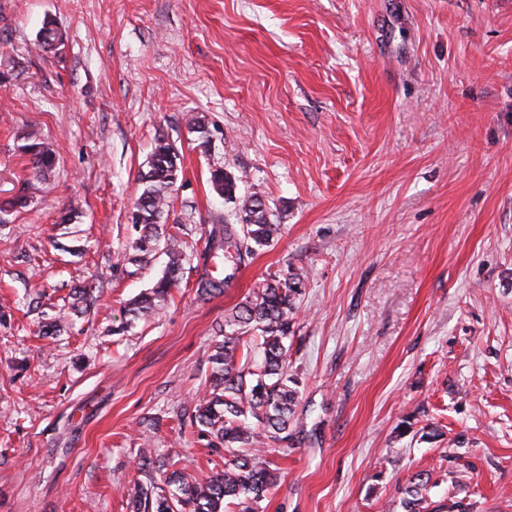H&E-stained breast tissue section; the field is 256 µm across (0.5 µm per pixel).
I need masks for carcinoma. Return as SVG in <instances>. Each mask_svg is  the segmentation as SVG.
Masks as SVG:
<instances>
[{
  "label": "carcinoma",
  "mask_w": 512,
  "mask_h": 512,
  "mask_svg": "<svg viewBox=\"0 0 512 512\" xmlns=\"http://www.w3.org/2000/svg\"><path fill=\"white\" fill-rule=\"evenodd\" d=\"M197 134L196 148L206 154L211 136L204 120L191 125ZM23 149L30 156L31 180L24 184V195L14 204L28 202L27 192L54 167L51 151L34 133ZM181 158L176 145L161 136L155 139L147 171L140 175L141 193L134 210L139 219L130 261H143L161 241L164 229L159 219L169 206L170 192L182 176ZM210 183L224 200L238 204L237 211L249 216L245 225L224 221L208 231L206 248L224 266L238 269L257 250L270 245L282 234V225L273 223L265 204L255 195L238 197L236 178L222 167L210 170ZM169 263L154 288L128 304L134 318L148 313L166 299L176 285L184 260L180 244L167 236ZM226 279L203 278L197 294L211 296L224 288ZM304 275L275 273L238 303L224 317V340L210 355L211 373L206 393L197 401L191 424L227 448L224 470L205 479H189L182 470L163 474L160 481L148 477L129 493L132 512H224V506H243V512H263L262 503L280 484L282 474L263 459L272 443L295 442L292 429L299 396V381L288 373V339L294 334L292 314L296 298L302 294ZM429 479L419 473L405 486L401 505L404 512H426Z\"/></svg>",
  "instance_id": "1"
}]
</instances>
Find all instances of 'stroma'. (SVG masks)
I'll list each match as a JSON object with an SVG mask.
<instances>
[{
    "instance_id": "stroma-1",
    "label": "stroma",
    "mask_w": 512,
    "mask_h": 512,
    "mask_svg": "<svg viewBox=\"0 0 512 512\" xmlns=\"http://www.w3.org/2000/svg\"><path fill=\"white\" fill-rule=\"evenodd\" d=\"M31 133L56 167L16 207ZM158 136L185 259L133 320L168 262L133 264L127 222ZM214 165L283 234L202 297L225 278L206 233L234 215ZM286 270L299 440L267 456L264 512H404L420 471L430 507L512 512V0H0V512H131L146 448L222 470L179 416L225 314ZM209 179L214 191L220 197H223L225 201L237 204V200H240L237 192L238 185L236 178L231 173L224 171V167H212Z\"/></svg>"
}]
</instances>
